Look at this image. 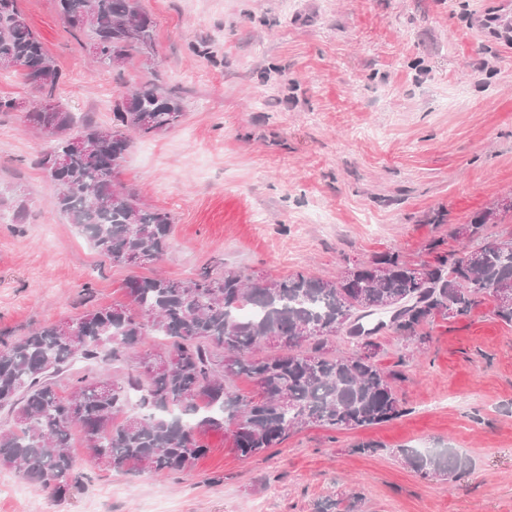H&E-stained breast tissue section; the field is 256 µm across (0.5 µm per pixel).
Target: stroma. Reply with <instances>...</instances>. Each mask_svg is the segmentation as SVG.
<instances>
[{
    "label": "stroma",
    "mask_w": 512,
    "mask_h": 512,
    "mask_svg": "<svg viewBox=\"0 0 512 512\" xmlns=\"http://www.w3.org/2000/svg\"><path fill=\"white\" fill-rule=\"evenodd\" d=\"M151 57L124 68L180 97L167 132L134 136L117 181L171 213L158 261L120 267L57 212L36 160L45 140L21 112L0 114V339L124 299L132 276L207 268L335 281L373 256L463 251L449 226L493 208L512 230V48L499 0H141ZM63 71L76 119L112 123L121 89L94 66L56 0H21ZM26 215L15 223L12 199ZM491 302L435 319L423 354L385 328L376 361L398 370L404 413L358 430L309 427L244 459L209 432L194 468L159 476L89 470L58 494L0 466V512H512V325ZM376 443L360 452L359 443ZM454 448L471 467L420 477L402 448Z\"/></svg>",
    "instance_id": "obj_1"
}]
</instances>
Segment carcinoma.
Here are the masks:
<instances>
[{"label":"carcinoma","instance_id":"carcinoma-1","mask_svg":"<svg viewBox=\"0 0 512 512\" xmlns=\"http://www.w3.org/2000/svg\"><path fill=\"white\" fill-rule=\"evenodd\" d=\"M59 13L76 38L89 32L95 62L112 68L153 49L155 21L140 0H57ZM43 77L38 95L51 107L26 110V121L47 138L38 165L54 185L52 206L74 224L92 247L114 266L135 259L159 260L168 250L170 213L141 205L118 189L114 179L132 144V135H156L178 125L181 101L158 84L127 87L115 100L112 125H77L62 102L63 74L32 29L20 0H0V72ZM68 154L57 168L54 157ZM495 210L473 217L470 249L427 251L434 262L417 266L396 251L375 256L337 281L300 272L254 279L208 270L189 280L162 274L131 277L125 302L96 307L75 319L78 331L60 323L39 324L11 340H0V410L10 415L0 427V465L59 493L83 484L84 473L69 451L71 431L80 429L88 462L96 469L125 468L156 474L191 470L207 452L198 435L231 434L237 454L249 459L281 444L306 426L356 430L401 416L395 388L401 373L374 361V343L338 352L333 338L343 328L377 311L392 314L394 330L418 346L435 311L451 319L468 315L484 300L492 314L512 324V231L488 232ZM155 331L170 344L161 367L139 370L143 336ZM136 360L122 378L101 373L100 365ZM75 361L85 369L72 373ZM245 375L260 392L243 397L233 388ZM69 392L59 393L61 381ZM139 412L117 421L130 404ZM399 456L424 478L456 477L467 461L452 448H401Z\"/></svg>","mask_w":512,"mask_h":512}]
</instances>
